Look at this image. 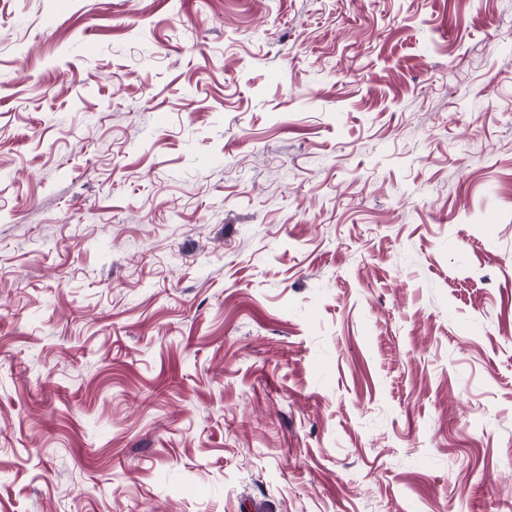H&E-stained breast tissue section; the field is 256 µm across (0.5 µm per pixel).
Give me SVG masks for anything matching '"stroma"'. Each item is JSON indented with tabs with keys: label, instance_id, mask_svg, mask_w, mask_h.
<instances>
[{
	"label": "stroma",
	"instance_id": "stroma-1",
	"mask_svg": "<svg viewBox=\"0 0 512 512\" xmlns=\"http://www.w3.org/2000/svg\"><path fill=\"white\" fill-rule=\"evenodd\" d=\"M0 512H512V0H0Z\"/></svg>",
	"mask_w": 512,
	"mask_h": 512
}]
</instances>
